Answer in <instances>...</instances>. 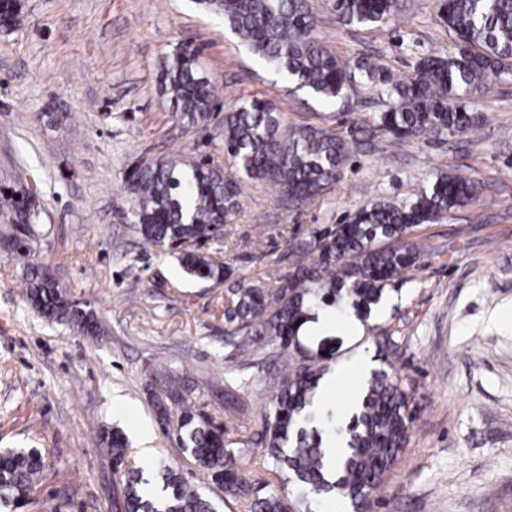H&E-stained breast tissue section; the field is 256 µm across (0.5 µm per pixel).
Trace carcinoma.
<instances>
[{"label":"carcinoma","mask_w":512,"mask_h":512,"mask_svg":"<svg viewBox=\"0 0 512 512\" xmlns=\"http://www.w3.org/2000/svg\"><path fill=\"white\" fill-rule=\"evenodd\" d=\"M224 14V26L262 64L325 102L342 97L351 83H369L390 101L371 133L394 144L415 137L465 135L474 127L461 94L479 91L512 72V0H442L441 18L461 44L458 55H429L413 73L396 80L379 62L352 64L331 55L315 33L306 0H200ZM398 0H333L340 25L369 26L394 14ZM18 22L17 0H0V30ZM176 112L191 120L213 110L214 89L203 75L199 55L184 49L165 58L159 84ZM354 139L335 131L302 125L286 128L281 113L258 98L224 113V154L249 178L267 182L291 202H307L335 184L349 161ZM124 191L133 204L136 230L148 245L183 243L178 255L183 272L213 283L224 282V260L200 252L196 244L218 234L237 206L241 184L204 162L162 157L138 162L124 176ZM0 196V209L23 227L10 253L36 254L40 203ZM477 185L464 177H442L410 204L378 201L356 211L345 224L314 231L315 250L302 256L276 288L253 284L235 292L224 320L243 333L237 345L266 338L292 363L273 396L272 413L263 421L266 469L287 493L254 495L252 481L238 464L241 448H232L224 430L199 402L210 391L182 390L170 377L157 380V418L208 473L210 481L231 498L249 501V512H313L320 504L350 502L354 512H369L383 477L406 447L412 424L407 393L392 367L372 372L353 415L338 423L329 414L311 412L325 366L299 339L301 324L320 306L341 311L351 306L364 315L379 305L386 286L417 264L416 245L403 240L420 224L475 200ZM27 299L44 317L67 324L84 336L96 332L91 315L69 299L46 268L33 266ZM345 439L336 465L324 448L328 435ZM104 452L121 473L120 512H217L212 499L187 482L179 470L158 465L149 474L126 463L125 435L102 436ZM45 464L36 449L0 452V504L14 508L27 502Z\"/></svg>","instance_id":"carcinoma-1"}]
</instances>
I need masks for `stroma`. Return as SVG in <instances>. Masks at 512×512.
<instances>
[{
  "label": "stroma",
  "instance_id": "1",
  "mask_svg": "<svg viewBox=\"0 0 512 512\" xmlns=\"http://www.w3.org/2000/svg\"><path fill=\"white\" fill-rule=\"evenodd\" d=\"M306 3L332 54L379 60L397 79L420 57L458 53L440 0H399L379 26H341L330 0ZM22 4L18 28L0 32V188L35 193L44 230L37 259L102 327L86 337L38 314L26 265L0 247V448H35L45 461L25 512H116L119 483L99 441L113 427L129 439L131 465L166 461L219 512H247L159 426L156 378L218 391L233 382L236 403L208 410L227 440L248 436L241 465L258 467L262 421L288 358L263 340L237 346L224 320L234 292L276 287L314 231L379 199L411 202L443 174L473 180L476 202L413 228L418 267L369 317L347 310L355 335L306 345L330 371L345 370L340 404L382 362L402 375L413 429L374 512H512V73L469 95L481 117L469 134L395 145L367 132L388 105L373 89L359 84L324 105L259 66L223 15L197 0ZM186 46L200 50L215 88L204 120L174 116L159 92L164 58ZM253 98L274 103L288 127L357 132L353 156L336 184L304 203L244 180L223 236L205 245L230 276L220 285L187 278L177 249L139 238L123 176L160 156L227 165L224 113Z\"/></svg>",
  "mask_w": 512,
  "mask_h": 512
}]
</instances>
